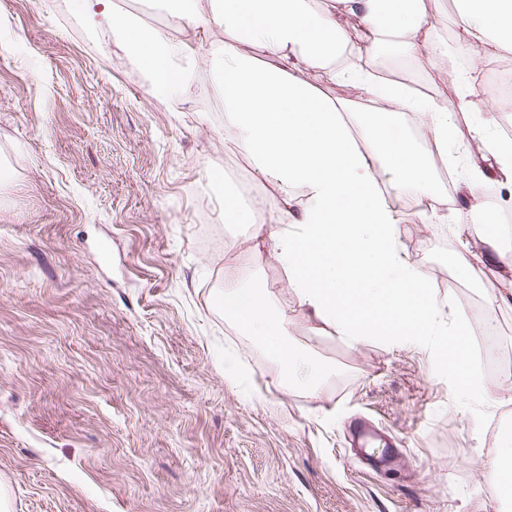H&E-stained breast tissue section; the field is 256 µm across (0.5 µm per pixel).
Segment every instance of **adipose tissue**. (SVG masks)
Masks as SVG:
<instances>
[{
	"label": "adipose tissue",
	"instance_id": "obj_1",
	"mask_svg": "<svg viewBox=\"0 0 512 512\" xmlns=\"http://www.w3.org/2000/svg\"><path fill=\"white\" fill-rule=\"evenodd\" d=\"M456 2L462 26L452 43L423 0H162L183 24L222 35L190 43L113 14L111 0L74 7L111 23L168 102L181 100L190 67L208 65L224 92L232 144L277 189L267 199L268 226L251 238L254 261L279 264L300 309L351 347L433 344L458 395L496 403L499 388L476 375L461 349L467 309L439 295L428 270L408 259L384 182L396 174L432 185L428 159L447 155L453 117L467 101L427 100L350 65L354 55L397 46L435 66L453 54L470 70L512 47V0ZM312 71L346 81L354 97H331L309 80ZM271 299L264 280L243 284L225 273V316L277 360L285 388L319 391L332 366L290 341L288 316Z\"/></svg>",
	"mask_w": 512,
	"mask_h": 512
}]
</instances>
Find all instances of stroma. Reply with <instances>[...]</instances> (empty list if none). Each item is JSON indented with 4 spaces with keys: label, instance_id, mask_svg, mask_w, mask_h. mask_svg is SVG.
I'll return each instance as SVG.
<instances>
[{
    "label": "stroma",
    "instance_id": "obj_1",
    "mask_svg": "<svg viewBox=\"0 0 512 512\" xmlns=\"http://www.w3.org/2000/svg\"><path fill=\"white\" fill-rule=\"evenodd\" d=\"M176 42L204 38L153 0H112ZM512 51L473 70L437 165L438 190L390 180L442 221L399 227L410 260L453 304L480 306L512 357V271L483 267L486 228L512 219V187L464 202L477 118L512 130ZM224 99L197 66L183 100L156 98L110 26L72 0H0V481L11 512H482V462L509 401L455 393L432 346L354 348L301 311L281 268L262 275L290 338L335 372L283 388L265 349L224 317V268L249 272V224L224 221L253 167L224 132Z\"/></svg>",
    "mask_w": 512,
    "mask_h": 512
}]
</instances>
